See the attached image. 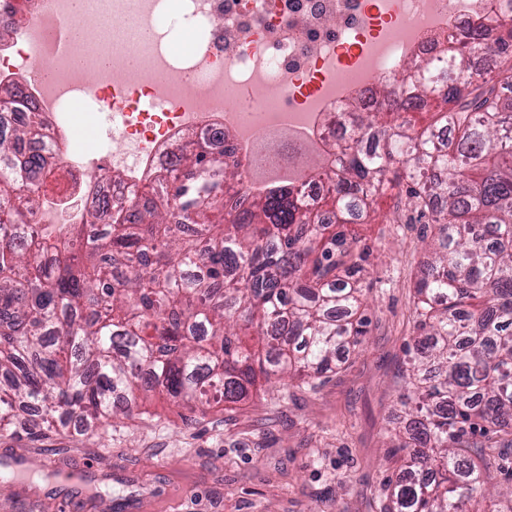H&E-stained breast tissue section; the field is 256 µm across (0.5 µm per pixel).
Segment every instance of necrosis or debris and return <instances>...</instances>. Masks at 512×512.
Segmentation results:
<instances>
[{"label": "necrosis or debris", "instance_id": "1", "mask_svg": "<svg viewBox=\"0 0 512 512\" xmlns=\"http://www.w3.org/2000/svg\"><path fill=\"white\" fill-rule=\"evenodd\" d=\"M9 2L0 81L20 84L26 108L46 120L34 152L57 153L33 216L42 225L143 202L192 133L208 135L214 153L231 152L240 194L282 182L320 195L325 184L307 162L332 141L334 113L374 110L382 84L406 98L405 62L442 58L448 37L474 21L512 19V0H112L113 27L134 21L148 40L113 49L92 77L77 63L79 43L52 47L58 29L82 25L74 0ZM172 7L192 27L188 42L162 26ZM245 87L259 95L241 107L235 94ZM80 103L120 115L117 148L79 147Z\"/></svg>", "mask_w": 512, "mask_h": 512}]
</instances>
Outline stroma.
Here are the masks:
<instances>
[{"mask_svg":"<svg viewBox=\"0 0 512 512\" xmlns=\"http://www.w3.org/2000/svg\"><path fill=\"white\" fill-rule=\"evenodd\" d=\"M376 220L347 225L370 248L366 340L311 387L258 380L248 400L190 415L162 393L133 419L94 433L0 431V512H379L400 475L391 446L413 346L415 273L432 249L426 218L379 199Z\"/></svg>","mask_w":512,"mask_h":512,"instance_id":"obj_1","label":"stroma"}]
</instances>
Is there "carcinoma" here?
Instances as JSON below:
<instances>
[{
	"mask_svg": "<svg viewBox=\"0 0 512 512\" xmlns=\"http://www.w3.org/2000/svg\"><path fill=\"white\" fill-rule=\"evenodd\" d=\"M485 33L480 22L449 45L446 66L407 62L401 110L336 116L352 139L314 164L334 182L324 211L288 188L236 200L238 165L199 140L105 230L36 228L35 179L53 157L25 153L44 130L27 113L0 138V429L27 415L31 434L96 431L158 389L203 413L247 400L260 375L307 384L340 368L369 324V251L344 226L403 187L434 244L395 430L406 458L384 512L498 506L488 483L512 449V111ZM21 105L0 84V107ZM425 107L435 119L420 130L402 116Z\"/></svg>",
	"mask_w": 512,
	"mask_h": 512,
	"instance_id": "cac0c4a2",
	"label": "carcinoma"
}]
</instances>
